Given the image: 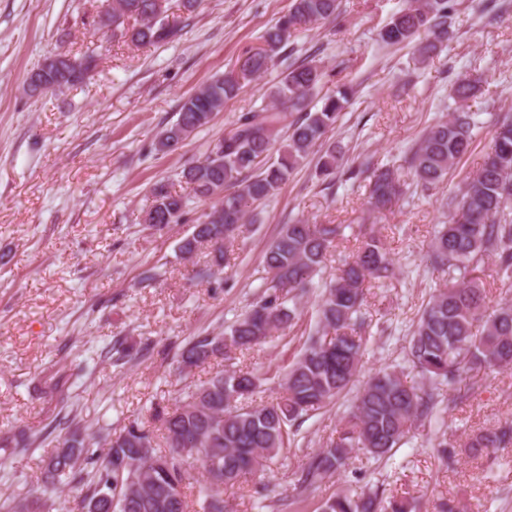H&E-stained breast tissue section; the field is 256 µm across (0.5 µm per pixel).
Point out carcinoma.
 <instances>
[{
	"instance_id": "1",
	"label": "carcinoma",
	"mask_w": 512,
	"mask_h": 512,
	"mask_svg": "<svg viewBox=\"0 0 512 512\" xmlns=\"http://www.w3.org/2000/svg\"><path fill=\"white\" fill-rule=\"evenodd\" d=\"M458 11L457 0H404L380 33L387 46L414 45L417 62L427 64L448 40ZM168 7L158 0H112L101 23L134 45L173 40L180 28L168 19ZM331 21L345 24L340 0H291L288 12L262 35L256 47L239 57L236 70L217 77L184 98L177 120L157 141V149L177 150L195 131L208 125L244 85L274 66L302 26ZM84 74L65 78L57 92L81 82L95 69L87 50ZM326 72L314 61L291 65L268 88V108L241 113L205 157L182 171L187 188L200 201L216 190L224 199L201 214L179 251L190 258L201 246L211 248L215 266L224 264L222 241L232 243L249 217V209L276 194L298 166L317 148L323 149L316 173L331 182L341 171L343 157L328 143V134L352 102L356 90L344 85L320 94ZM482 79L463 77L452 88L462 102L448 118L428 126L398 167L370 159L345 171L347 178L368 181V203L383 210L404 194L405 179L431 194L447 181L452 167L470 152L479 121L463 103L481 87ZM186 196L160 184L152 189L145 223L163 232L183 220ZM448 222L440 225L429 259L448 271V284L429 297L413 324L406 362L423 380L410 385L396 366L369 374L357 391L351 410L318 451L297 472L296 490L305 492L326 477L342 479L352 451L380 460L405 443L415 422L438 415L441 385L480 369L512 367V301L489 306L481 274L486 262L504 285L512 284V119L496 124L490 151L481 167L446 200ZM339 224H284L269 244L263 291L251 308L219 334L189 337L178 358L191 371L226 362L274 333L294 327L316 274L341 234ZM394 264L382 241L368 236L344 264L334 284L325 289L317 310V330L310 334L283 376V395L257 399L264 378L255 368L218 370L201 385H187L168 407H153L151 420L160 423L163 443L150 426L133 421L110 435L108 447L96 436L82 434L75 419L58 421L54 451L41 460L45 478L67 487L80 498L84 512H224V488L245 481L278 461L295 443L290 428L300 425L357 381L366 337L362 313L366 284L394 278ZM70 379L54 363L37 376L33 388L66 406ZM36 441L26 428L0 442L17 456ZM512 442V421L473 434L470 448H497ZM202 468L193 473V463ZM320 512H411L404 498H384L380 488L359 492L338 489Z\"/></svg>"
}]
</instances>
